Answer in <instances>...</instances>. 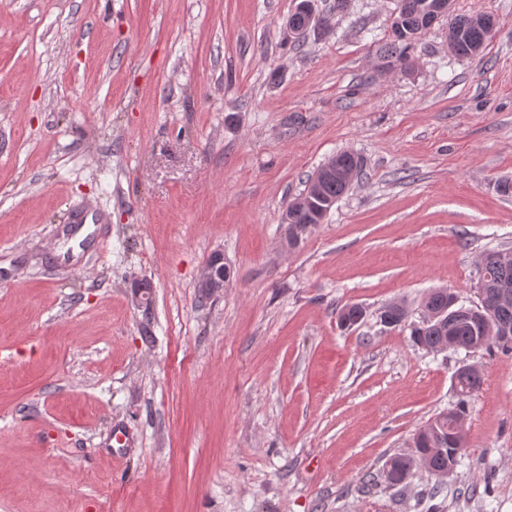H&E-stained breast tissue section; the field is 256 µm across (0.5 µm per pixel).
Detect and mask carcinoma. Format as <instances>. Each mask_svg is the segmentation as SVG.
Here are the masks:
<instances>
[{"label": "carcinoma", "instance_id": "cac0c4a2", "mask_svg": "<svg viewBox=\"0 0 512 512\" xmlns=\"http://www.w3.org/2000/svg\"><path fill=\"white\" fill-rule=\"evenodd\" d=\"M432 4V0H397L396 11L403 15V28L392 30L390 41L380 45L377 50L379 67L387 70L405 71L411 65V51L425 32L422 22L423 15ZM478 15H457L448 29V48L459 58H475L479 56L492 38L490 28L475 22ZM311 17L304 10L303 3H298L295 11L288 18V27L302 33L309 30ZM351 182L334 175H322L318 178L316 189L319 196V206L306 207L288 202V216L285 222L286 237L299 235L306 238L319 224L323 223L333 205L343 196ZM479 271L485 273V288L489 296L485 298L490 312L478 310L468 318L463 319L457 327L455 339L461 345H468L474 339L481 337L480 329L483 316H488L493 328L509 330V340L499 333L484 337L483 349L494 348L503 353L512 352V301L506 303L493 302V295L504 287L512 290V250H497L485 253L480 261ZM448 307V289L439 288L429 292L421 302V308L428 312H438ZM412 342L425 350L448 339V330L439 322L422 319L410 324ZM482 377L474 376L460 386L459 402L456 408L443 418L439 432L420 439V447L427 455L418 458L396 460L397 465L406 473L421 466L433 474L437 470L448 467V454L438 452L440 448L448 447V437L453 435V424L456 419L466 416L467 398L479 389Z\"/></svg>", "mask_w": 512, "mask_h": 512}]
</instances>
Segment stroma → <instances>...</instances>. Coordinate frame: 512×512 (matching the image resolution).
<instances>
[{"instance_id":"obj_1","label":"stroma","mask_w":512,"mask_h":512,"mask_svg":"<svg viewBox=\"0 0 512 512\" xmlns=\"http://www.w3.org/2000/svg\"><path fill=\"white\" fill-rule=\"evenodd\" d=\"M297 2L0 0V512H512V353L378 322L472 304L512 250V0H453L496 18L483 53L443 18L403 72L373 48L396 0H314L298 44ZM343 151L358 179L288 250L287 201ZM217 253L234 278L205 297ZM465 363L456 469L387 483Z\"/></svg>"}]
</instances>
